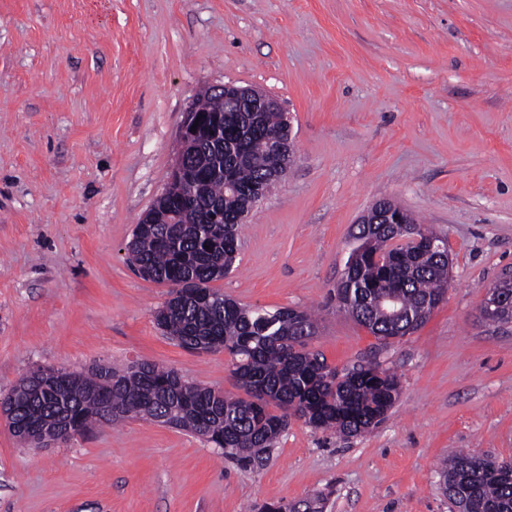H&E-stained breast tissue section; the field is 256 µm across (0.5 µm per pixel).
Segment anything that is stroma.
<instances>
[{
    "label": "stroma",
    "instance_id": "stroma-1",
    "mask_svg": "<svg viewBox=\"0 0 512 512\" xmlns=\"http://www.w3.org/2000/svg\"><path fill=\"white\" fill-rule=\"evenodd\" d=\"M258 87L289 113L297 158L247 216L218 288L314 311L309 349L377 362L401 394L370 432L291 420L244 467L190 432L97 424L35 450L0 420V512H450L458 450L512 460V324L481 316L512 268V0H0V394L34 367L150 362L243 396L224 350L163 335V284L126 246L165 188L184 112ZM448 242L445 300L382 343L336 301L376 199Z\"/></svg>",
    "mask_w": 512,
    "mask_h": 512
}]
</instances>
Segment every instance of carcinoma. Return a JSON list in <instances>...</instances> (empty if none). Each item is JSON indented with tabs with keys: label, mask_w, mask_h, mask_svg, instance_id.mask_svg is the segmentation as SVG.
Returning a JSON list of instances; mask_svg holds the SVG:
<instances>
[{
	"label": "carcinoma",
	"mask_w": 512,
	"mask_h": 512,
	"mask_svg": "<svg viewBox=\"0 0 512 512\" xmlns=\"http://www.w3.org/2000/svg\"><path fill=\"white\" fill-rule=\"evenodd\" d=\"M200 107L224 116V138L190 148L183 159L202 191L189 207L171 200L152 206L151 219L142 217L135 226L128 261L136 271L151 272V281L171 288L155 312L157 327L173 339L194 341L203 351H227L233 373L250 379L243 384L247 397L194 385L172 370L142 362L123 370L96 367L80 374L76 387L65 393L49 381L36 390L25 374L0 398V407L7 411L18 404L14 419L20 424L47 422L62 412L88 425L164 418L245 464L274 446L291 416L344 436L372 430L399 397L395 374L372 364L340 373L321 353L307 349L315 333L310 313L244 307L210 287L232 270L239 250L241 225L232 223L238 199L229 198L224 187L255 188L265 196L276 186L268 177L267 134L287 127L288 117L263 112L256 125L253 113L232 111L219 95L206 97ZM393 207L411 232L400 236L390 224L358 225L345 264L352 289L336 293L351 316L382 340L423 324L448 287V261L415 241L435 233L398 203ZM385 294L395 295L402 316L374 314L375 300ZM440 478L448 500L465 503L466 512H512V473L488 475L483 457L457 453Z\"/></svg>",
	"instance_id": "obj_1"
}]
</instances>
